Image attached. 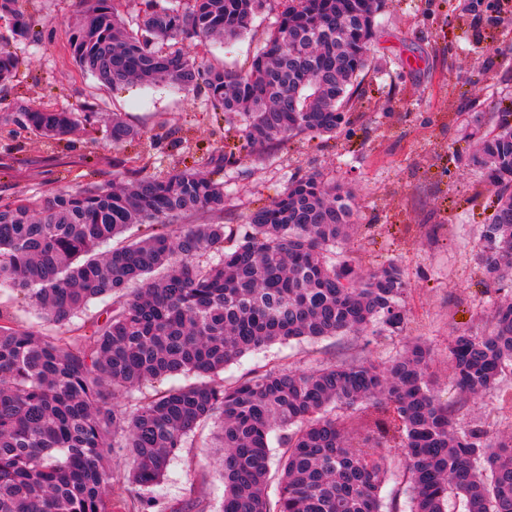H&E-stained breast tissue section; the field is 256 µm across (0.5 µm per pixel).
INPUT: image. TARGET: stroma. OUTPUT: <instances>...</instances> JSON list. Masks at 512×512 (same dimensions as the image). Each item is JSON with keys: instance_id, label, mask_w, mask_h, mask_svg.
Listing matches in <instances>:
<instances>
[{"instance_id": "obj_1", "label": "stroma", "mask_w": 512, "mask_h": 512, "mask_svg": "<svg viewBox=\"0 0 512 512\" xmlns=\"http://www.w3.org/2000/svg\"><path fill=\"white\" fill-rule=\"evenodd\" d=\"M383 0L379 39L360 75L349 121L332 136L296 138L262 159L222 168L225 147L240 133L211 111L202 96L166 82L112 89L82 73L67 50L66 24L81 0H25L47 35L16 42L18 68L0 84V197L40 196L98 180L124 179L130 167L158 175L193 166L224 183V212L197 223L227 224L244 234L250 213L283 192L292 175L322 173L354 195L358 230L345 249L366 269L396 263L410 284V321L393 336H339L291 341L247 354L218 375L233 383L270 368L307 371L344 358L384 363L405 344L421 341L434 354L432 374L441 402L456 409L461 428L512 432V406L494 395L461 398L452 378L448 342L456 331L481 334L512 279L483 275L477 260L491 213L484 170L467 164L468 123L494 128L497 108L512 107V0ZM284 8L267 0L252 30L199 49L204 60L244 68ZM58 110L96 103L93 127L67 141L43 138L5 120L18 97ZM121 116L139 140L112 144L105 127ZM149 497L171 507L196 504L220 512L224 479L211 426L200 427L171 461Z\"/></svg>"}]
</instances>
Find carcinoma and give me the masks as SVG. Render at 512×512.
<instances>
[{
	"label": "carcinoma",
	"mask_w": 512,
	"mask_h": 512,
	"mask_svg": "<svg viewBox=\"0 0 512 512\" xmlns=\"http://www.w3.org/2000/svg\"><path fill=\"white\" fill-rule=\"evenodd\" d=\"M123 0H83L68 27L79 69L117 87L159 81L203 95L238 127V165L345 121L354 83L367 68L381 0H287L247 69L205 63L181 48L246 33L266 0H141L138 30ZM11 40L42 31L22 0H0ZM17 67L0 44V82ZM17 122L62 140L95 108L14 107ZM121 145L139 132L115 119ZM476 138L468 160L485 170L493 212L479 261L493 278L512 268V110L498 132ZM124 181L0 199V288L23 295L51 329L0 318V512H113L135 485L157 484L188 435L216 424L224 476L222 512H394L380 497L388 474L381 449H404L409 512H512V434L461 429L429 372L433 353L412 342L387 363L353 359L309 371H256L212 379L229 362L275 343L344 334L398 333L409 293L400 267H357L342 245L357 226L345 187L320 173L295 175L249 216L238 237L224 224H188L224 211V184L186 167L163 176L129 169ZM140 237L99 247L134 226ZM112 304L79 320L101 298ZM485 335L448 343L452 379L465 396L494 392L512 369V298L495 303ZM182 375L196 380L156 389ZM140 393L134 408L119 402ZM370 419L354 434V421ZM279 434L275 499L270 435ZM132 464L112 492V449Z\"/></svg>",
	"instance_id": "cac0c4a2"
}]
</instances>
